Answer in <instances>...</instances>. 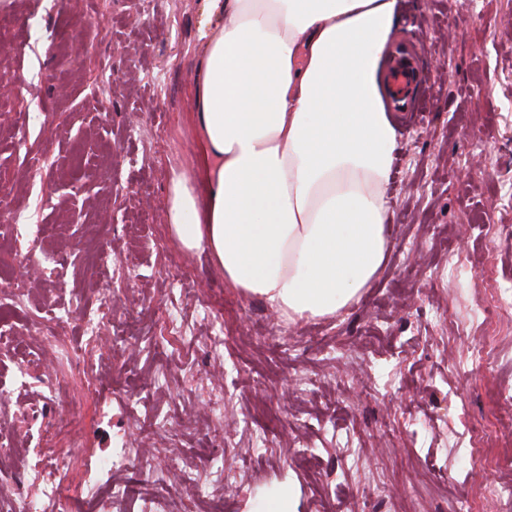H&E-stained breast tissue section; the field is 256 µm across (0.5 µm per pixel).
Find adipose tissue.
<instances>
[{
	"label": "adipose tissue",
	"instance_id": "obj_1",
	"mask_svg": "<svg viewBox=\"0 0 512 512\" xmlns=\"http://www.w3.org/2000/svg\"><path fill=\"white\" fill-rule=\"evenodd\" d=\"M400 0H205V189L173 173L171 232L287 321L361 300L386 262L397 129L381 65Z\"/></svg>",
	"mask_w": 512,
	"mask_h": 512
}]
</instances>
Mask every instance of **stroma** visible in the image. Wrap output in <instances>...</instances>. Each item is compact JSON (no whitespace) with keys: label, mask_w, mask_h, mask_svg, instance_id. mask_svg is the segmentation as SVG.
Listing matches in <instances>:
<instances>
[{"label":"stroma","mask_w":512,"mask_h":512,"mask_svg":"<svg viewBox=\"0 0 512 512\" xmlns=\"http://www.w3.org/2000/svg\"><path fill=\"white\" fill-rule=\"evenodd\" d=\"M402 12L428 96L397 121L388 262L361 302L288 323L166 222L172 173H205L203 0H151L145 14L139 0H0V183L21 224L46 229L37 252L0 245V282L29 289L7 317L23 348L0 369L30 380L0 398L16 413L0 476L67 450L79 512L124 482L132 494L111 512H246L278 488L296 512H450L462 497L469 512H512L478 494L512 483V405L498 396L512 386V0ZM101 247L111 263L98 269L87 255ZM55 304L108 310L94 338L74 324L66 336L111 361L109 387L37 343ZM481 348L493 369L472 364ZM121 436L127 468L91 484Z\"/></svg>","instance_id":"1"}]
</instances>
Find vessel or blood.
<instances>
[{"label": "vessel or blood", "mask_w": 512, "mask_h": 512, "mask_svg": "<svg viewBox=\"0 0 512 512\" xmlns=\"http://www.w3.org/2000/svg\"><path fill=\"white\" fill-rule=\"evenodd\" d=\"M388 106L396 112L415 115L420 110L423 83L414 53L404 41H397L393 59L386 74Z\"/></svg>", "instance_id": "b4317fda"}]
</instances>
